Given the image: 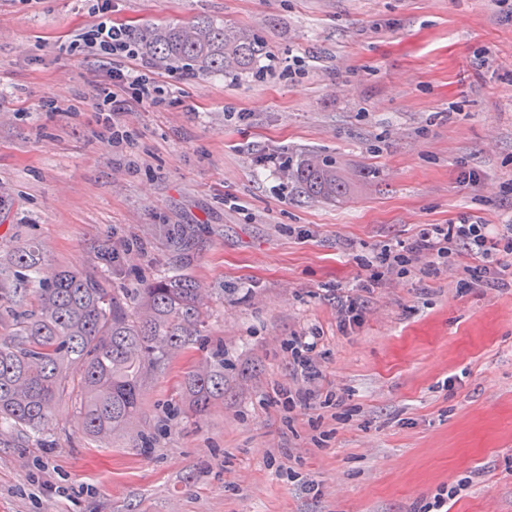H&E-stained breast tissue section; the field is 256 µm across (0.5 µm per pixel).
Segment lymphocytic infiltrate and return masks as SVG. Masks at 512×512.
<instances>
[{
	"label": "lymphocytic infiltrate",
	"instance_id": "f902f5d3",
	"mask_svg": "<svg viewBox=\"0 0 512 512\" xmlns=\"http://www.w3.org/2000/svg\"><path fill=\"white\" fill-rule=\"evenodd\" d=\"M110 11L111 0H96L94 21L82 28L67 50L108 61L107 78L95 87L94 106L113 147L123 149L130 141L121 117L137 107H160L174 91L158 81L129 26L113 21ZM355 261L360 269L359 291L336 304L337 325L343 331L362 321L370 294L419 275L436 277L451 272L461 293L474 288L511 289L512 224H481L465 219L456 224H425L412 241L383 245L372 255L356 256ZM288 349L293 367L292 383L284 392L289 414L315 401L324 408L343 405L341 395L322 393L316 384L326 358L319 334H293Z\"/></svg>",
	"mask_w": 512,
	"mask_h": 512
}]
</instances>
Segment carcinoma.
Wrapping results in <instances>:
<instances>
[{
    "label": "carcinoma",
    "mask_w": 512,
    "mask_h": 512,
    "mask_svg": "<svg viewBox=\"0 0 512 512\" xmlns=\"http://www.w3.org/2000/svg\"><path fill=\"white\" fill-rule=\"evenodd\" d=\"M133 36L153 62L176 64L190 76L237 75L266 54L252 31L209 17L140 26ZM287 159L288 179L304 198L336 205L352 199L356 183L337 159L315 150ZM4 261L11 277H0V423L48 433L74 381L78 430L100 441L130 435L152 375L204 342L209 291L185 273H169L129 298L104 274L48 266L37 242L6 249ZM224 369L219 341L184 374L186 412L202 418L224 403Z\"/></svg>",
    "instance_id": "obj_1"
}]
</instances>
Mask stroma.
<instances>
[{
	"instance_id": "stroma-1",
	"label": "stroma",
	"mask_w": 512,
	"mask_h": 512,
	"mask_svg": "<svg viewBox=\"0 0 512 512\" xmlns=\"http://www.w3.org/2000/svg\"><path fill=\"white\" fill-rule=\"evenodd\" d=\"M90 0H0V244L42 243L49 264L108 269L123 293L172 271L211 290L204 327L223 342L224 406L183 413L194 347L153 376L140 429L100 443L73 398L46 439L0 427V512H411L474 475L449 512H512V290L457 293L452 278L378 291L349 333L336 291L357 285L342 241L372 248L420 225L502 224L512 203V22L496 0H112L130 26L210 16L251 30L302 74H209L131 119L113 152L92 106L97 59L63 51ZM486 51L488 64L473 65ZM57 100L39 112V98ZM319 150L368 171L350 203L276 192L262 155ZM480 168L478 186L460 172ZM137 248L106 267L101 255ZM316 330L323 390L358 407L282 420L283 344ZM68 488L60 497L45 484Z\"/></svg>"
}]
</instances>
